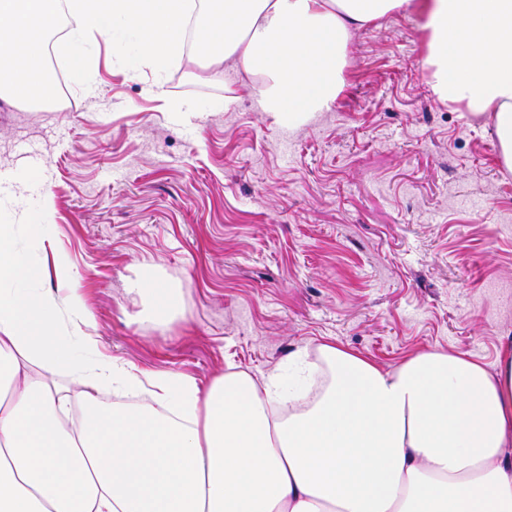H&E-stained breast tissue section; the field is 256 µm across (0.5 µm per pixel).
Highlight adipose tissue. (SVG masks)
Returning a JSON list of instances; mask_svg holds the SVG:
<instances>
[{
	"label": "adipose tissue",
	"instance_id": "obj_1",
	"mask_svg": "<svg viewBox=\"0 0 512 512\" xmlns=\"http://www.w3.org/2000/svg\"><path fill=\"white\" fill-rule=\"evenodd\" d=\"M62 2L73 72L92 66L88 35L117 25L158 73L191 37L211 48L203 68L261 76L264 111L292 125L343 90L351 29L412 4L201 0L190 30L189 0H0L1 98L48 101L44 37ZM420 9L434 94L491 114L512 169V0ZM19 232L0 225V512H512V343L491 367L428 350L386 369L327 342L288 376L230 366L203 388L101 353L67 258L30 255ZM130 290L157 321L180 308L155 277ZM108 387L149 403H107Z\"/></svg>",
	"mask_w": 512,
	"mask_h": 512
}]
</instances>
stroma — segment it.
Wrapping results in <instances>:
<instances>
[{
  "label": "stroma",
  "mask_w": 512,
  "mask_h": 512,
  "mask_svg": "<svg viewBox=\"0 0 512 512\" xmlns=\"http://www.w3.org/2000/svg\"><path fill=\"white\" fill-rule=\"evenodd\" d=\"M419 9L351 33L346 87L297 126L263 111L233 62L140 65L99 39L71 112L0 99V224L51 227L103 351L207 384L227 365L283 372L325 341L381 367L437 349L493 365L512 337V170L490 116L437 99ZM236 99L225 103L227 92ZM152 270L184 315L145 320L128 284Z\"/></svg>",
  "instance_id": "stroma-1"
}]
</instances>
